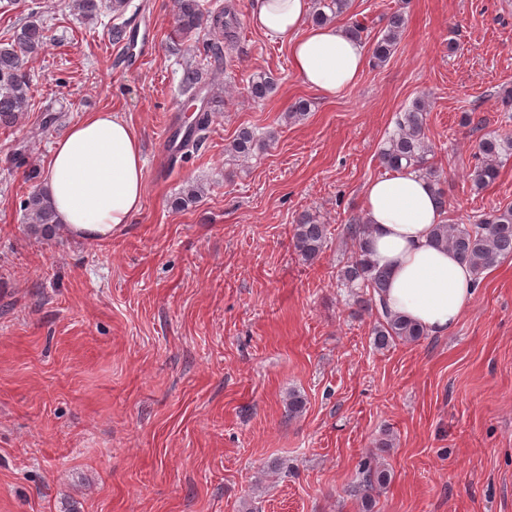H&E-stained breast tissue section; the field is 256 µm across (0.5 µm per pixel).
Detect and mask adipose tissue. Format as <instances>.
I'll return each mask as SVG.
<instances>
[{
	"mask_svg": "<svg viewBox=\"0 0 512 512\" xmlns=\"http://www.w3.org/2000/svg\"><path fill=\"white\" fill-rule=\"evenodd\" d=\"M311 0H257L252 23L288 42L290 60L304 84L333 98L354 86L366 64V47L336 25L313 26ZM145 160L141 139L116 112H93L73 123L51 150L42 190L60 224L75 237H111L143 201ZM365 213L372 261L389 273L388 309L429 334H447L476 287L472 269L451 250L433 244L442 215L432 186L412 169L370 181Z\"/></svg>",
	"mask_w": 512,
	"mask_h": 512,
	"instance_id": "obj_1",
	"label": "adipose tissue"
}]
</instances>
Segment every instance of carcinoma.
<instances>
[{
  "mask_svg": "<svg viewBox=\"0 0 512 512\" xmlns=\"http://www.w3.org/2000/svg\"><path fill=\"white\" fill-rule=\"evenodd\" d=\"M75 8L85 18L93 19L101 10L102 0H73ZM128 6V0H111L112 41L120 43L125 38V28L119 23ZM176 25L179 30L189 33L202 26L222 31L232 25L228 13L222 11L211 14L202 8L199 0H176ZM351 0H314L312 21L326 24L335 16L347 12ZM404 25L400 13L388 18L382 34L371 45L373 65L384 64L394 52ZM47 42L46 29L34 21L23 23L14 32L11 42L0 43V126L10 127L17 123L20 115L29 106L30 76L26 70L27 58L39 53ZM201 74L195 69L185 71L182 80L183 93L187 101H197ZM274 89V80L265 73L253 75L250 93L253 99L260 100ZM195 125V131L188 132L181 148L197 145L193 133L206 130L212 121V110L202 107ZM427 106L417 101L407 109L393 134L380 152V163L387 169L400 170L413 168L431 180L440 212H445L448 200L439 187L434 170L428 166L427 146L424 140ZM257 146L254 132L241 129L230 144L228 151L238 157H249ZM512 147V138L501 141L485 138L478 143L481 155L472 174L471 181L475 189L481 190L494 182L499 173V160L506 147ZM24 210L31 220L34 231L50 236L56 231V217L52 206L40 190H33L23 202ZM369 224L359 217L345 227L346 243L350 246V256L346 264L337 271L336 278L348 288L359 289L360 302L366 310L375 313L376 325L373 327V345L385 349L395 341L417 342L427 335L424 328L383 310V293L387 288V272L370 260ZM328 236V225L320 224L307 216L295 225L294 247L306 263L312 264L323 253ZM434 240L439 246L453 251L457 257L467 263L475 275L494 268L498 263L512 257V206L495 209L475 224H439L434 228ZM363 484L357 490L361 512H373L374 493L386 487L390 481L389 471L380 464H363Z\"/></svg>",
  "mask_w": 512,
  "mask_h": 512,
  "instance_id": "carcinoma-1",
  "label": "carcinoma"
}]
</instances>
